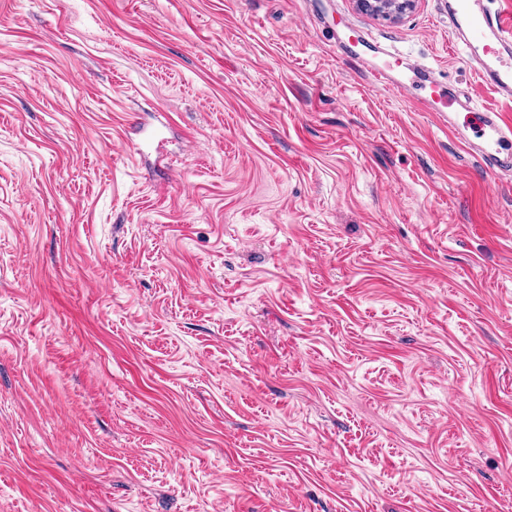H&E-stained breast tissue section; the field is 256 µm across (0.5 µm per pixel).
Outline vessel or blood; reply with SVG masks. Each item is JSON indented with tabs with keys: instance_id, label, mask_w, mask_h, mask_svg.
<instances>
[{
	"instance_id": "obj_1",
	"label": "vessel or blood",
	"mask_w": 512,
	"mask_h": 512,
	"mask_svg": "<svg viewBox=\"0 0 512 512\" xmlns=\"http://www.w3.org/2000/svg\"><path fill=\"white\" fill-rule=\"evenodd\" d=\"M453 45L465 55L479 83L512 98V13L490 9L486 0H447ZM356 44L369 53L356 57L371 83L399 96L417 92L418 106L437 113L449 131L462 140L481 165L497 174H512V124L498 113L475 106L471 93L440 83L423 63L408 62L405 53L380 42Z\"/></svg>"
}]
</instances>
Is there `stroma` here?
Wrapping results in <instances>:
<instances>
[{
  "instance_id": "1",
  "label": "stroma",
  "mask_w": 512,
  "mask_h": 512,
  "mask_svg": "<svg viewBox=\"0 0 512 512\" xmlns=\"http://www.w3.org/2000/svg\"><path fill=\"white\" fill-rule=\"evenodd\" d=\"M512 120L445 0H0V512H512ZM415 0H358L359 6L383 17H400L410 10ZM354 44L371 53L352 57L347 47L338 43L341 56L351 58L371 83L399 96L411 90L418 93V106L425 112H436L448 131L462 140L481 165L496 174H512V124L488 109H477L471 93L448 83L441 84L432 69L423 63H409L408 55L381 42H369L353 31ZM464 115L463 124L459 115ZM470 129L474 135L469 134Z\"/></svg>"
}]
</instances>
